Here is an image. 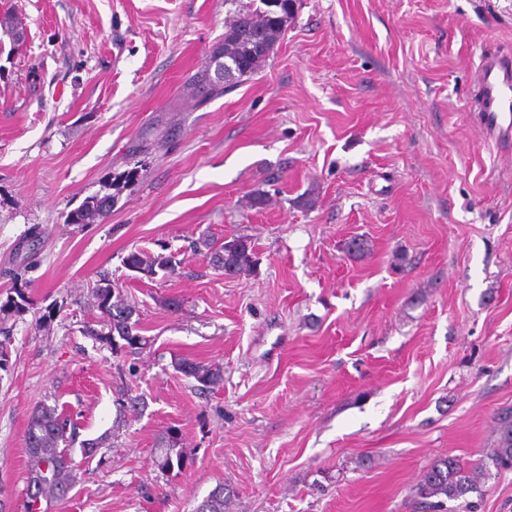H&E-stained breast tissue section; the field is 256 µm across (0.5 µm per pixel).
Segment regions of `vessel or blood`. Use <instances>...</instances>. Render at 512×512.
I'll return each mask as SVG.
<instances>
[{
	"mask_svg": "<svg viewBox=\"0 0 512 512\" xmlns=\"http://www.w3.org/2000/svg\"><path fill=\"white\" fill-rule=\"evenodd\" d=\"M475 88V116L489 143L512 144V58L489 56L480 64Z\"/></svg>",
	"mask_w": 512,
	"mask_h": 512,
	"instance_id": "1",
	"label": "vessel or blood"
}]
</instances>
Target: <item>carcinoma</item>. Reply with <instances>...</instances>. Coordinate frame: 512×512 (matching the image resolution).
I'll use <instances>...</instances> for the list:
<instances>
[{
  "instance_id": "carcinoma-1",
  "label": "carcinoma",
  "mask_w": 512,
  "mask_h": 512,
  "mask_svg": "<svg viewBox=\"0 0 512 512\" xmlns=\"http://www.w3.org/2000/svg\"><path fill=\"white\" fill-rule=\"evenodd\" d=\"M229 4L228 20L224 28V42L212 53V58L221 57L226 62L240 66L237 75L224 86L212 81L211 64L201 66L191 77L197 95L191 107L198 109L210 100L221 97L243 77L257 71L274 51L296 20L301 7L300 0H279L275 10L266 6V0H225ZM114 196L98 194L85 198L77 209L67 216L69 224H92L107 215L112 209ZM210 250L212 265L228 275L250 272L255 264L254 245L246 237H233L220 245L204 241ZM181 264L176 254H153L135 251L125 258L127 268L148 278L159 272L172 274ZM93 306L100 310L104 325L111 334L101 335L92 329L90 335L112 346V350L134 353L140 349L144 337L138 334V321L133 319L136 307L111 282L101 283L92 290ZM176 369L194 379L203 388H214L224 380L221 368L203 364L188 358H180ZM498 438L486 454V461L465 465L456 457L444 456L435 459L421 474L414 487L417 503L431 510L445 507L446 502L455 501L476 493L489 475L488 466L498 471L512 470V408L496 416ZM77 424L58 410L55 405H37L31 411L25 432V448L31 467L28 475L27 499L41 501L64 500L75 483L73 445L77 438ZM163 448L157 457V467L164 472L183 468L187 463L186 451L180 446L179 434L171 429L159 442ZM227 505L224 487L215 488L200 506L198 512H224Z\"/></svg>"
}]
</instances>
